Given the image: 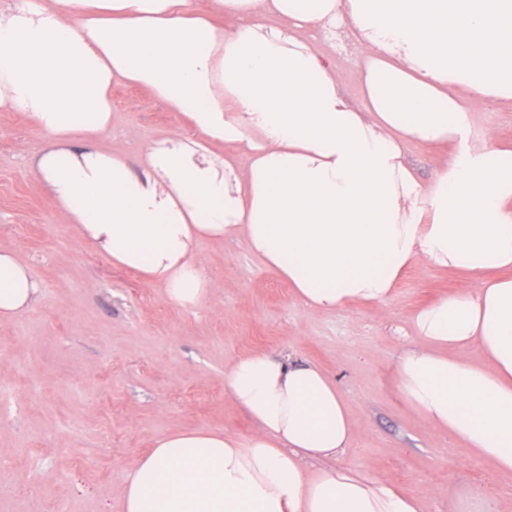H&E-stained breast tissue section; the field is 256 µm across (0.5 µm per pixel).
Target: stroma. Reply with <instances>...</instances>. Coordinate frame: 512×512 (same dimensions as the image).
I'll list each match as a JSON object with an SVG mask.
<instances>
[{"label": "stroma", "mask_w": 512, "mask_h": 512, "mask_svg": "<svg viewBox=\"0 0 512 512\" xmlns=\"http://www.w3.org/2000/svg\"><path fill=\"white\" fill-rule=\"evenodd\" d=\"M358 97L357 51L344 30L309 33ZM477 132L512 149V101L488 100ZM179 113L143 86L112 87L103 150L137 161L144 146L191 134ZM46 147L20 112H0V246L32 267L41 301L0 321V512H120L129 470L177 430L228 431L254 423L226 394L231 364L266 352L321 366L336 380L356 426L336 466L418 497L422 512H512V475H501L402 396L399 360L410 317L465 277L415 265L384 307H306L249 252L243 237L199 252L214 291L197 308L114 267L85 244L29 174Z\"/></svg>", "instance_id": "obj_1"}]
</instances>
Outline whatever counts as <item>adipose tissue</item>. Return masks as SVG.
Instances as JSON below:
<instances>
[{"label": "adipose tissue", "instance_id": "obj_1", "mask_svg": "<svg viewBox=\"0 0 512 512\" xmlns=\"http://www.w3.org/2000/svg\"><path fill=\"white\" fill-rule=\"evenodd\" d=\"M18 0L0 6V110L49 150L47 200L113 265L195 308L211 293L198 245L244 237L314 310L385 306L403 273L455 268L462 288L411 316L399 389L433 429L512 473V151L476 133L485 98L512 100V0ZM231 20V28L214 17ZM348 27L360 98L310 47ZM149 88L196 129L137 162L96 142L112 85ZM457 152L430 181L405 146ZM41 298L0 248V321ZM477 348L480 360L466 358ZM254 434L160 438L121 512H420V501L333 465L356 426L335 379L255 353L227 376Z\"/></svg>", "mask_w": 512, "mask_h": 512}]
</instances>
